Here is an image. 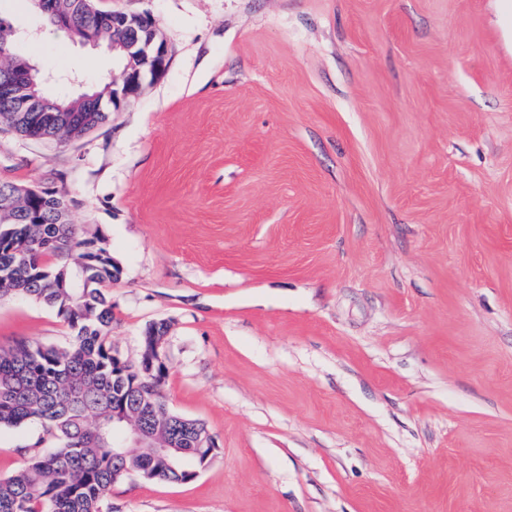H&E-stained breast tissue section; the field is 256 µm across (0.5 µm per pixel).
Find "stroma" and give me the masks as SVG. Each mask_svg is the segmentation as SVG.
Wrapping results in <instances>:
<instances>
[{
	"label": "stroma",
	"mask_w": 512,
	"mask_h": 512,
	"mask_svg": "<svg viewBox=\"0 0 512 512\" xmlns=\"http://www.w3.org/2000/svg\"><path fill=\"white\" fill-rule=\"evenodd\" d=\"M151 15L165 74L71 142L0 125V180L54 186L121 274L111 341L167 323L165 391L215 450L101 512H512V15L500 0H95ZM0 20L52 97L112 53ZM0 300V347L68 346ZM44 430H0V477Z\"/></svg>",
	"instance_id": "1"
}]
</instances>
